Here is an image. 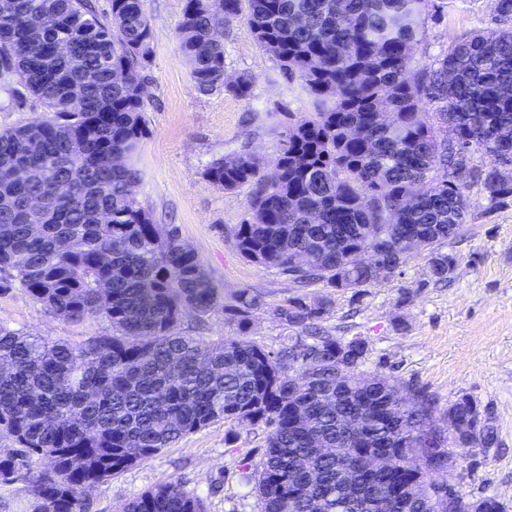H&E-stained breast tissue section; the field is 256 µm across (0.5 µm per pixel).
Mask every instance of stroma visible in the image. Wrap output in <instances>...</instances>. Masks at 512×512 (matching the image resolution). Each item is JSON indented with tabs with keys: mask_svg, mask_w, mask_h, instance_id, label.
Returning a JSON list of instances; mask_svg holds the SVG:
<instances>
[{
	"mask_svg": "<svg viewBox=\"0 0 512 512\" xmlns=\"http://www.w3.org/2000/svg\"><path fill=\"white\" fill-rule=\"evenodd\" d=\"M182 8L183 0L145 2L153 57L146 135L134 163L143 176V206L156 224L178 227L225 296L223 308L201 322L186 315L185 324L206 339L240 334L275 350L289 334L275 307L297 296H330L332 308L321 325L336 336L367 338V372L416 380L442 411L464 395L488 409L499 447L473 449L436 478L457 483L472 498L497 496L512 512V196L496 202L469 189L462 232L443 247L456 261L448 282L430 281L428 254L416 251L384 284L359 291L293 288L285 277L244 260L234 245L232 233L249 209L252 186L227 193L205 172L214 159L230 154L249 153L271 164L289 117L314 106L299 80L259 48L243 20L224 29L225 65L228 74L253 76L251 97L199 94L175 37ZM489 14L488 0H458L443 15L426 17L417 58L428 60L454 38L486 27ZM242 289L265 301L243 327L232 300ZM0 324L75 346L104 330L96 318L70 322L51 314L20 288L0 289ZM264 451L263 426L216 422L115 474L93 492L90 512H121L129 500L173 480L200 497L207 512H261L244 474L259 469Z\"/></svg>",
	"mask_w": 512,
	"mask_h": 512,
	"instance_id": "1",
	"label": "stroma"
}]
</instances>
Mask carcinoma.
<instances>
[{
    "mask_svg": "<svg viewBox=\"0 0 512 512\" xmlns=\"http://www.w3.org/2000/svg\"><path fill=\"white\" fill-rule=\"evenodd\" d=\"M145 0H3L0 93L44 113L0 130L1 287H19L71 322L103 317L109 332L80 346L0 325V434L18 448L0 477L25 472L36 512H85L100 484L216 421L264 425L253 477L261 512H505L494 495L469 499L429 478L495 448L488 410L462 396L437 412L427 390L363 370L364 336L317 330L326 297L279 305L297 330L278 350L238 336L204 341L186 312L210 314L221 293L172 226L139 201L132 162L146 134L145 70L153 55ZM456 0H185L176 31L197 91L250 95L253 77L228 75L213 33L243 19L257 45L300 80L315 111L284 134L267 178L240 153L211 162L226 192L254 184L233 234L239 253L296 288L357 290L393 278L412 237L430 279L455 266L442 245L470 206L463 175L492 198L512 194V0H490L495 29L476 30L418 67L424 16ZM384 100L390 124L375 123ZM368 129L347 136L349 125ZM451 131L454 141L444 133ZM476 153L490 168L470 166ZM47 208L32 221L26 203ZM316 213L320 223H307ZM363 247L376 257L358 265ZM240 323L263 304L237 296ZM305 379L295 382L293 373ZM416 394L415 404L401 401ZM390 459L363 463L367 442ZM48 458V469L33 458ZM125 512H206L178 482L130 500Z\"/></svg>",
    "mask_w": 512,
    "mask_h": 512,
    "instance_id": "1",
    "label": "carcinoma"
}]
</instances>
